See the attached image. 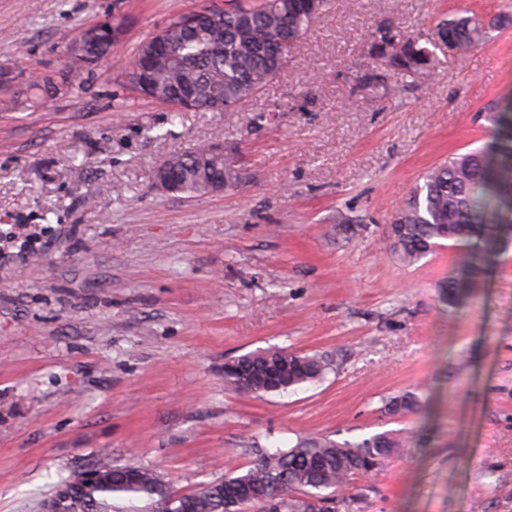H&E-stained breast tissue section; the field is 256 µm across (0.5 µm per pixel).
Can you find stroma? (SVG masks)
Masks as SVG:
<instances>
[{"label": "stroma", "instance_id": "1", "mask_svg": "<svg viewBox=\"0 0 512 512\" xmlns=\"http://www.w3.org/2000/svg\"><path fill=\"white\" fill-rule=\"evenodd\" d=\"M224 0H0V512H35L109 449L188 492L306 436L413 437L349 491L348 512H512V238L455 298L444 245L414 265L379 242L422 176L488 143L512 89V24L373 104L367 36L512 0H331L287 65L232 114L129 88L137 47ZM107 18L126 33L76 73L67 49ZM62 84L43 100L37 77ZM272 114L268 123L258 115ZM198 144L233 149L221 193H159L154 172ZM44 247L28 259L19 243ZM323 357L314 383L226 391L227 359ZM409 394L418 412L386 405Z\"/></svg>", "mask_w": 512, "mask_h": 512}]
</instances>
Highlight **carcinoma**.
Here are the masks:
<instances>
[{"label":"carcinoma","instance_id":"obj_1","mask_svg":"<svg viewBox=\"0 0 512 512\" xmlns=\"http://www.w3.org/2000/svg\"><path fill=\"white\" fill-rule=\"evenodd\" d=\"M328 6V0H259L234 2L214 21L202 20L183 29L186 15L174 18L163 30L167 44L153 56L136 52L134 71L149 78L175 111L212 112L215 101L224 112L259 94L288 63L291 48ZM512 22L499 15L459 16L439 22L430 33L405 34L391 23L368 35L367 53L384 63L391 78L405 84L434 74L446 60L435 40L458 43L459 55L486 40L492 29ZM399 52L389 53L392 43ZM118 44L113 21L81 31L69 48V69L81 72L108 58ZM483 111L494 124L491 142L457 155L428 170L395 215L402 224L396 235L382 240L385 247L414 264L447 241L461 247L459 264L474 276L485 272L483 261L508 238L505 222L512 218V94L489 102ZM167 166L179 192L207 194V186L230 182L236 187L242 171L230 172V160L211 155L205 147L167 156ZM327 363L320 357L282 348L256 350L224 362V388L264 396L286 393L324 378ZM417 401L407 395L390 400L387 411L404 416ZM409 440L387 432L356 444L329 438H304L291 448L263 452L238 476L181 493L152 469L120 465L108 451L94 464L100 479L71 476L58 481L37 503L39 512H239L248 502L258 512H306L303 496L341 505L340 493L363 476L380 470L385 461Z\"/></svg>","mask_w":512,"mask_h":512}]
</instances>
